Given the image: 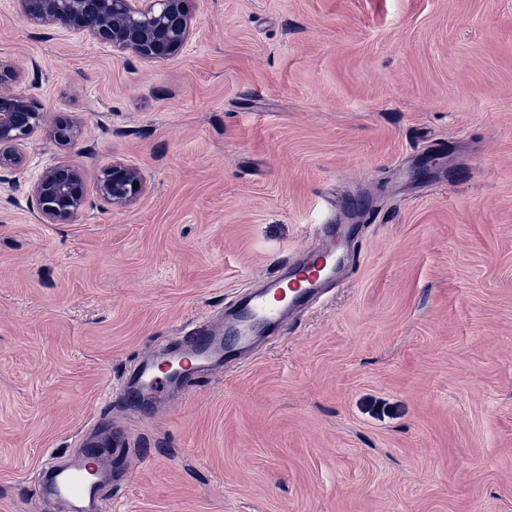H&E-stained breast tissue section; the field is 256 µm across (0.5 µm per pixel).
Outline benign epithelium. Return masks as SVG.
Returning <instances> with one entry per match:
<instances>
[{"instance_id":"benign-epithelium-1","label":"benign epithelium","mask_w":512,"mask_h":512,"mask_svg":"<svg viewBox=\"0 0 512 512\" xmlns=\"http://www.w3.org/2000/svg\"><path fill=\"white\" fill-rule=\"evenodd\" d=\"M22 13L39 26L85 31L118 53H131L147 62L179 54L195 28L190 0H40L32 11L29 0H18ZM23 71L0 57V172H14L25 163L22 146L38 132L58 146H70L82 133L76 118L47 124L43 105L20 90ZM98 196L113 207L126 206L146 189L135 167L120 161L100 169ZM39 216L45 224H70L84 210L85 173L77 165L46 169L31 188Z\"/></svg>"}]
</instances>
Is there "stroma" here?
<instances>
[{
	"label": "stroma",
	"instance_id": "1",
	"mask_svg": "<svg viewBox=\"0 0 512 512\" xmlns=\"http://www.w3.org/2000/svg\"><path fill=\"white\" fill-rule=\"evenodd\" d=\"M147 63L0 0V55L71 147L0 177V512L109 429L99 512H512V0H193ZM147 190L115 208L112 161ZM87 204L41 223V173ZM354 208L342 282L241 361L131 406L127 371L217 323ZM96 189L104 202L112 207H122L144 193L146 180L136 167L112 161L97 174ZM44 224H70L84 210L85 173L77 165L47 168L31 188Z\"/></svg>",
	"mask_w": 512,
	"mask_h": 512
}]
</instances>
